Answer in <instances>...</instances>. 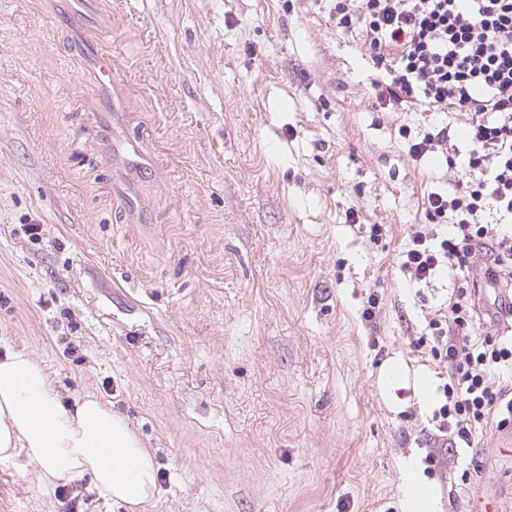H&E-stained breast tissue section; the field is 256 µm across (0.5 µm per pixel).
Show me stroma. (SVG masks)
Returning <instances> with one entry per match:
<instances>
[{
	"mask_svg": "<svg viewBox=\"0 0 512 512\" xmlns=\"http://www.w3.org/2000/svg\"><path fill=\"white\" fill-rule=\"evenodd\" d=\"M334 6L91 0L76 26L70 0H0V353L127 416L157 462L144 512H402L409 460L439 512H512V455L483 434L429 467L433 404L378 386L390 358L444 382L415 344L447 281L410 283L400 253L447 233L424 199L468 177L408 138L463 145L468 116L380 107ZM87 42L116 62L109 94ZM37 474L0 462V512H125Z\"/></svg>",
	"mask_w": 512,
	"mask_h": 512,
	"instance_id": "35a3bbf8",
	"label": "stroma"
}]
</instances>
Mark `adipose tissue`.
I'll return each mask as SVG.
<instances>
[{
    "mask_svg": "<svg viewBox=\"0 0 512 512\" xmlns=\"http://www.w3.org/2000/svg\"><path fill=\"white\" fill-rule=\"evenodd\" d=\"M20 458L47 493L87 474L99 496L141 512L157 492L155 457L125 416L90 394L66 407L44 367L11 351L0 357V461Z\"/></svg>",
    "mask_w": 512,
    "mask_h": 512,
    "instance_id": "obj_1",
    "label": "adipose tissue"
}]
</instances>
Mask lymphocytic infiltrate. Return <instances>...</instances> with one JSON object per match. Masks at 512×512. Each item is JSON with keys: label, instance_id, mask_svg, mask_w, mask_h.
Here are the masks:
<instances>
[{"label": "lymphocytic infiltrate", "instance_id": "1", "mask_svg": "<svg viewBox=\"0 0 512 512\" xmlns=\"http://www.w3.org/2000/svg\"><path fill=\"white\" fill-rule=\"evenodd\" d=\"M334 17L337 28L364 33L381 105L470 116L466 150L451 144L444 126L410 141L413 157L442 154L469 181L464 192L425 198L426 220L451 223L448 237L415 232L400 256L415 282L455 277L447 306L427 324L429 355L449 369L433 440L470 448L489 423L512 424V384L498 376L512 368V339H470L484 324L512 319V304L481 309L470 285V258L480 247L490 253L488 282L512 284V231L485 220L490 213L512 218V0H336Z\"/></svg>", "mask_w": 512, "mask_h": 512}]
</instances>
